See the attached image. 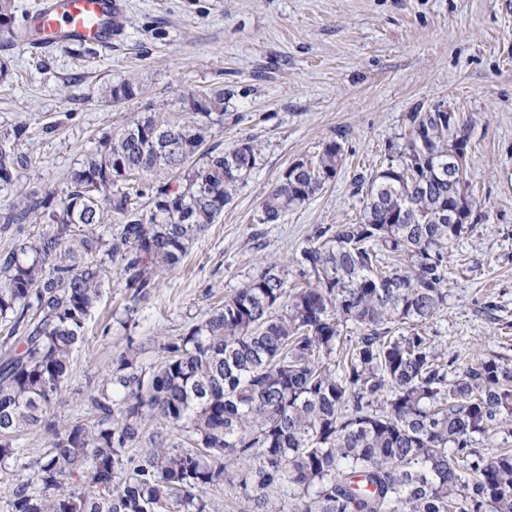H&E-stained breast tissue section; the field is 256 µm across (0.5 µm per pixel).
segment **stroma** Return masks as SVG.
Listing matches in <instances>:
<instances>
[{"mask_svg": "<svg viewBox=\"0 0 512 512\" xmlns=\"http://www.w3.org/2000/svg\"><path fill=\"white\" fill-rule=\"evenodd\" d=\"M123 29L110 51L78 43L29 52L0 36V136L32 132L31 164L0 190V211L31 189L63 197L83 156L144 103L178 107L183 94L224 90V122L211 142L245 139L258 164L233 201L189 248L183 263L126 314L116 274L73 356L70 391L87 392L126 346L143 366L158 337L205 319L259 263L293 266L316 225L353 224L362 211L354 182L388 161L409 112L457 113L469 126L467 190L474 230L448 267V304L426 325L447 355L496 356L512 366V0H123ZM141 98L115 103L129 78ZM343 146L338 175L277 224L260 203L295 159L323 143Z\"/></svg>", "mask_w": 512, "mask_h": 512, "instance_id": "35a3bbf8", "label": "stroma"}]
</instances>
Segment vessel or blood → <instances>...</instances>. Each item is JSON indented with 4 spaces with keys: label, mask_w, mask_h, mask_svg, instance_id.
Returning <instances> with one entry per match:
<instances>
[{
    "label": "vessel or blood",
    "mask_w": 512,
    "mask_h": 512,
    "mask_svg": "<svg viewBox=\"0 0 512 512\" xmlns=\"http://www.w3.org/2000/svg\"><path fill=\"white\" fill-rule=\"evenodd\" d=\"M122 13L121 0H40L27 23L39 28L42 36L30 46L41 50L79 42L111 47L120 34Z\"/></svg>",
    "instance_id": "1"
}]
</instances>
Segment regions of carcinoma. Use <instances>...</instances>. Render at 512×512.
<instances>
[{
	"instance_id": "carcinoma-1",
	"label": "carcinoma",
	"mask_w": 512,
	"mask_h": 512,
	"mask_svg": "<svg viewBox=\"0 0 512 512\" xmlns=\"http://www.w3.org/2000/svg\"><path fill=\"white\" fill-rule=\"evenodd\" d=\"M0 0V33L15 30ZM127 79L112 102L133 100ZM181 119L155 104L103 136L70 171L64 199L28 191L0 224H40L0 254V464L21 432L50 438L31 479H16L5 512H216L208 491L240 479L255 512H512V450L477 437L512 418V367L439 350L423 326L448 302V263L473 223H448L476 202L448 183V144L466 130L454 112H410L386 166L361 178L355 224L316 225L289 270L264 263L186 333L163 338L155 368L128 341L79 398L90 421L57 423L73 354L119 268L134 304L231 203L257 164L253 141L210 143L224 90L180 98ZM21 124L0 138V186L31 164ZM330 139L288 166L261 203L277 224L336 179ZM119 221L111 239L95 233ZM353 325L356 335L344 331ZM182 431L181 442L171 438ZM151 445L132 454L144 434ZM124 473L122 481H115Z\"/></svg>"
}]
</instances>
